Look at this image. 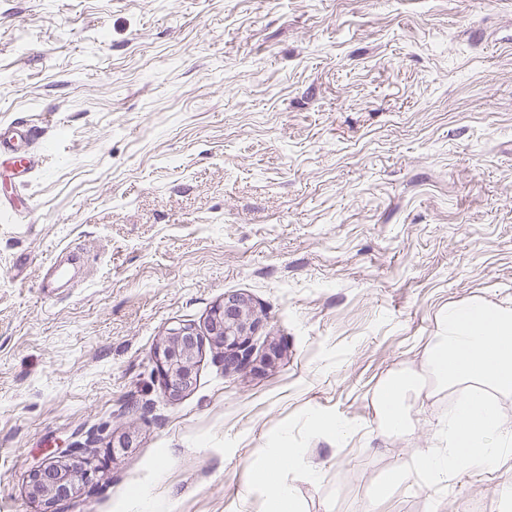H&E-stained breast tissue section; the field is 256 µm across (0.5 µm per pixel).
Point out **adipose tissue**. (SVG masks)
<instances>
[{"mask_svg": "<svg viewBox=\"0 0 512 512\" xmlns=\"http://www.w3.org/2000/svg\"><path fill=\"white\" fill-rule=\"evenodd\" d=\"M446 394L455 401L438 421L432 447L416 469L396 471L391 486L404 484L415 471L441 484L449 474L495 461L512 446V426L494 405L512 398L511 308L474 297L441 309L421 370L393 372L382 380L374 400V440L411 435L427 401ZM304 455V449L289 446L284 433L263 449L255 485L267 495V512H301L297 490L285 475L304 471Z\"/></svg>", "mask_w": 512, "mask_h": 512, "instance_id": "obj_1", "label": "adipose tissue"}]
</instances>
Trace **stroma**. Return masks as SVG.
I'll return each mask as SVG.
<instances>
[{
    "label": "stroma",
    "mask_w": 512,
    "mask_h": 512,
    "mask_svg": "<svg viewBox=\"0 0 512 512\" xmlns=\"http://www.w3.org/2000/svg\"><path fill=\"white\" fill-rule=\"evenodd\" d=\"M9 125L0 512H42L30 470L90 434L103 476L68 512H265L283 431L317 472L302 512H367L449 404L369 448L379 383L444 306L512 308V0H0ZM240 293L280 354L228 372L206 319ZM183 325L202 350L169 398L154 348ZM382 510L512 512V453Z\"/></svg>",
    "instance_id": "obj_1"
}]
</instances>
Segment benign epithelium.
Here are the masks:
<instances>
[{"label":"benign epithelium","instance_id":"7a95c632","mask_svg":"<svg viewBox=\"0 0 512 512\" xmlns=\"http://www.w3.org/2000/svg\"><path fill=\"white\" fill-rule=\"evenodd\" d=\"M259 317L249 298L240 294L224 297V302L211 310L207 328L213 342L224 347V369L242 370L253 363L255 348L253 335L259 327ZM201 342L196 330L189 326L173 328L166 339L154 350L161 387L174 397L191 384V376ZM92 439L76 441L66 448L65 457L82 462L75 471L57 460L49 461L28 476L27 489L31 498L46 505L45 512H57L56 505L69 499L76 484H94L97 468L92 466L89 452Z\"/></svg>","mask_w":512,"mask_h":512}]
</instances>
